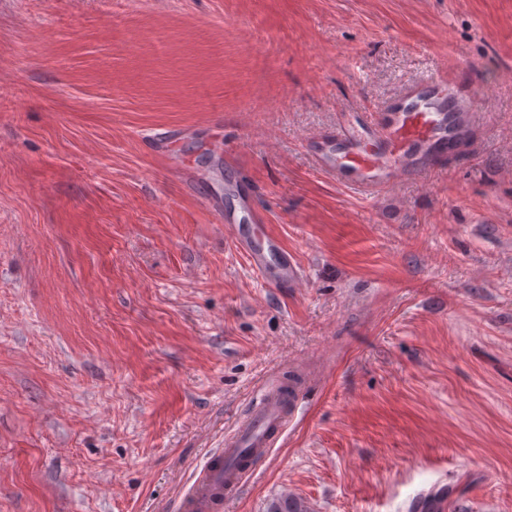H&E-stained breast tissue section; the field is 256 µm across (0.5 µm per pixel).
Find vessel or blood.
<instances>
[{"mask_svg":"<svg viewBox=\"0 0 512 512\" xmlns=\"http://www.w3.org/2000/svg\"><path fill=\"white\" fill-rule=\"evenodd\" d=\"M475 122L472 99L458 79L427 75L369 119L344 115L336 128L311 142L310 154L319 170L338 183L373 193L454 155ZM156 148L186 186H196L202 179V172L185 163L171 140H157ZM206 203L256 275L270 278L279 288L295 287L302 280L299 262L269 231L249 189L228 181L223 198L211 196ZM299 395L295 387L283 392L278 380L264 385L223 448L211 453L197 471L179 512H222L225 501L242 491L257 464L280 442L295 418Z\"/></svg>","mask_w":512,"mask_h":512,"instance_id":"vessel-or-blood-1","label":"vessel or blood"}]
</instances>
